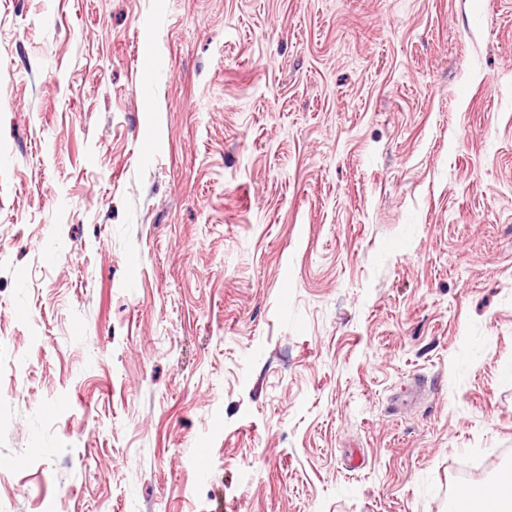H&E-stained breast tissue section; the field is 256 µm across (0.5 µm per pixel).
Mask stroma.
Instances as JSON below:
<instances>
[{
  "instance_id": "stroma-1",
  "label": "stroma",
  "mask_w": 512,
  "mask_h": 512,
  "mask_svg": "<svg viewBox=\"0 0 512 512\" xmlns=\"http://www.w3.org/2000/svg\"><path fill=\"white\" fill-rule=\"evenodd\" d=\"M506 468L512 0H0V512Z\"/></svg>"
}]
</instances>
